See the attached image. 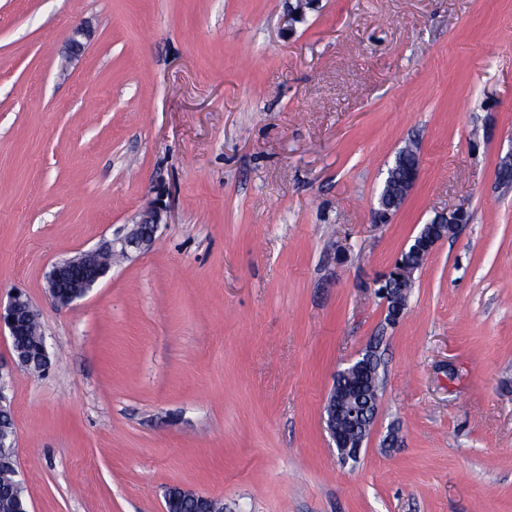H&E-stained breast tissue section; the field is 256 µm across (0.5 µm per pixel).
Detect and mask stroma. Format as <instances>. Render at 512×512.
Returning a JSON list of instances; mask_svg holds the SVG:
<instances>
[{"mask_svg":"<svg viewBox=\"0 0 512 512\" xmlns=\"http://www.w3.org/2000/svg\"><path fill=\"white\" fill-rule=\"evenodd\" d=\"M288 4L0 0V299L29 295L51 361L0 334L31 512H163L173 485L224 512H512V0H318L291 34ZM411 140L420 179L372 223ZM159 193L154 246L55 307L51 266ZM457 206L389 325L377 279ZM372 344L343 465L323 406ZM467 211L458 206L453 209L437 211L425 224H421L418 233L411 239L408 249L420 251L424 258H428L436 245L448 238V229L453 232L458 224H466ZM452 232V233H453Z\"/></svg>","mask_w":512,"mask_h":512,"instance_id":"stroma-1","label":"stroma"}]
</instances>
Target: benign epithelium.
<instances>
[{"label":"benign epithelium","instance_id":"1","mask_svg":"<svg viewBox=\"0 0 512 512\" xmlns=\"http://www.w3.org/2000/svg\"><path fill=\"white\" fill-rule=\"evenodd\" d=\"M314 3L315 0H295V5L290 7L286 17L288 32H294L295 24L305 20L307 10L312 8ZM420 172L421 168H416L400 184L396 203H379V208L374 212L376 223H387L390 216L399 211L418 182ZM166 213V204L163 199L158 198L143 208L133 218L132 223L126 225L121 236L104 240L93 248L54 263L47 280V294L52 303L60 309H67L86 296L98 281L110 272L108 267H99L102 258L116 253L130 258L135 253L149 250L156 240L157 231ZM466 217L467 211L462 206L436 212L421 225L418 233L411 239L409 249L421 252L426 258L429 257L436 245L448 238V230H454L458 225L467 223ZM377 294L386 305L387 321L393 325L398 323L406 309L407 296L400 295V289L391 287L380 288ZM24 321H38V313L30 297L24 291L16 289L10 294L7 303L0 302V330L7 329L9 337L12 338L17 335V327ZM371 363L379 364L375 346L368 347L364 353L358 355L351 361L349 368L359 370ZM324 413L327 430L336 446L339 460L344 463L357 460L364 441L371 433L375 418L372 417L366 422L365 431L359 439H340L336 418L343 417L351 422H361L366 412L360 403L342 398L336 388L328 397Z\"/></svg>","mask_w":512,"mask_h":512}]
</instances>
